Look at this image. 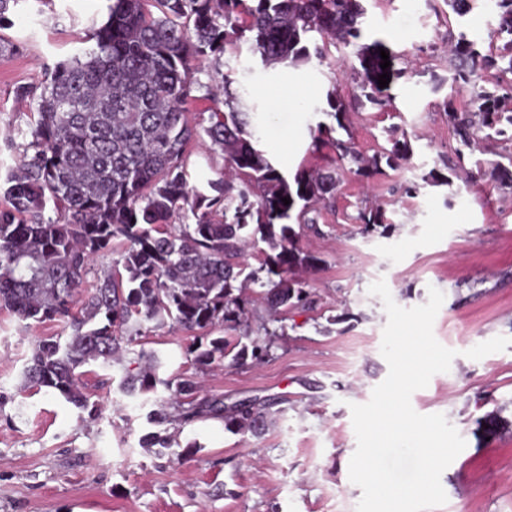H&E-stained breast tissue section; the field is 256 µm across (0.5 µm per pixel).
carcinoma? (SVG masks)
<instances>
[{"label": "carcinoma", "instance_id": "obj_1", "mask_svg": "<svg viewBox=\"0 0 512 512\" xmlns=\"http://www.w3.org/2000/svg\"><path fill=\"white\" fill-rule=\"evenodd\" d=\"M491 7L498 52H481L463 33L448 37L450 91L442 107L457 164L450 177L431 169L423 180L434 186L453 185L464 150L495 153L512 144V0ZM364 14L363 0H112L85 46L39 86L22 90L36 100L37 119L20 131L18 171L0 182V305L23 321L62 324L33 347L26 383L93 413L80 368L117 366L118 389L157 406L151 424L211 418L233 434H266L276 402L226 410L224 400L198 396L197 373L266 361L285 334L282 314L313 304L296 274L322 259L299 246L295 226L316 228L319 206L336 198L339 181L332 167L286 175L266 155L259 104L224 73V52L243 40L263 69H297L324 62L333 47L348 61L354 104L383 110L389 88L379 87L378 76L394 81L405 71L392 53L390 66L380 67L383 42L361 43ZM461 85L471 90L465 110L456 105ZM201 92L214 103L205 125L186 108ZM314 111L336 125L318 123L309 150H333L363 178L413 157L405 133H391L371 156L332 136L345 128L348 111L334 75L325 105ZM201 142L224 165L192 185L189 158ZM507 159L475 166L511 190L512 154ZM185 212L193 223L170 224ZM360 220L366 235L388 230L380 207L365 209ZM257 242L266 249L255 267L247 250ZM113 254L103 278L86 286L89 261ZM258 301L268 322L255 327ZM166 326L192 337L186 353L194 372L163 378L158 356L136 349ZM142 444L159 456L180 446L177 435L159 432L143 435Z\"/></svg>", "mask_w": 512, "mask_h": 512}]
</instances>
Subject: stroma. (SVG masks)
I'll use <instances>...</instances> for the list:
<instances>
[{"label":"stroma","instance_id":"35a3bbf8","mask_svg":"<svg viewBox=\"0 0 512 512\" xmlns=\"http://www.w3.org/2000/svg\"><path fill=\"white\" fill-rule=\"evenodd\" d=\"M109 0H19L0 38L16 44L0 53V177L20 160L19 129L35 119L21 88L38 85L47 68L73 54L106 20ZM364 43L379 40L407 74L379 111L350 108L338 138L370 155L385 131L417 134L411 164L371 181L349 166L337 170L335 200L320 206L316 229L300 228L304 250L323 264L303 273L311 307L288 312L285 336L258 365L211 368L202 394L241 401L277 400L276 424L260 437L225 431L222 421L180 424L190 456L157 457L140 438L152 429L149 405L122 395L109 367H86L81 378L95 417L62 397L23 388L22 371L35 343L56 334L55 322L20 320L0 308V512H356L361 489L349 479L357 440L351 404L367 403L388 374L381 354L387 316L369 286L385 280L393 300L427 303L429 288L444 296L433 324L437 341L456 353L448 372L435 374L411 397L414 410L441 413L466 441L441 476L447 501L434 512H512V345L479 360L475 345L512 338V190L488 178L431 186L424 177L454 160L456 141L430 81L448 75V37L466 34L488 49L494 20L484 0L465 17L444 0H366ZM236 78L272 106L274 123L262 147L287 174L299 165L322 167L329 153L305 150L310 127L323 121L309 101L328 87L327 65L311 62L268 72L247 48L224 55ZM303 91L305 102L290 100ZM416 194H405L408 184ZM378 206L389 236L364 235L358 215ZM189 339L163 328L145 351L161 359L162 376L190 370Z\"/></svg>","mask_w":512,"mask_h":512}]
</instances>
